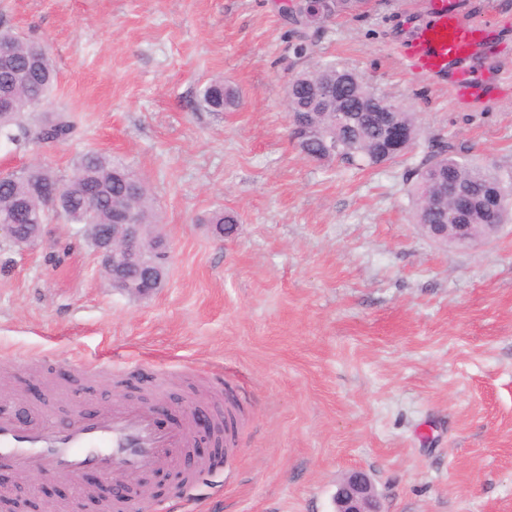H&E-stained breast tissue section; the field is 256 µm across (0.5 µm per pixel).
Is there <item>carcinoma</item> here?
Masks as SVG:
<instances>
[{"instance_id":"1","label":"carcinoma","mask_w":512,"mask_h":512,"mask_svg":"<svg viewBox=\"0 0 512 512\" xmlns=\"http://www.w3.org/2000/svg\"><path fill=\"white\" fill-rule=\"evenodd\" d=\"M365 0H316L321 13L329 18L342 15L357 16ZM291 15L298 43L294 53L307 54L311 22L304 19L298 4L281 5ZM14 47V56L7 64L11 74L9 93L15 106L0 110V140L21 145L29 141H66L74 133V123L65 115L30 123L37 108L49 101L56 80L55 64L42 45L19 38L16 33L0 28V44ZM294 90L288 99L289 112L303 114L307 126L320 135V140L302 143V150L311 161L324 163L339 160L351 166H379L396 161L418 140L419 129L415 113L407 105L390 113L386 120L404 128L408 138L398 150L381 151L384 132L373 118V103L386 97L356 71L332 62L315 63L299 72L289 81ZM322 85L341 87L343 99L322 102L315 89ZM200 103L212 112L233 110L238 107L236 91L214 80L201 91ZM462 148L448 142L439 150L425 156L421 164L410 173L413 179L414 220L417 224H438V215L425 210L426 201L442 191L443 181H452L476 197V206L467 214L469 224L483 223V212L492 210L498 223L512 220L509 204L498 202L501 187H512V172L507 176L481 167L461 156ZM37 182L44 191L34 189L31 176L26 172H0V219L19 207L33 215V220L19 219V234L26 236L32 224H110L112 209H129L135 220L146 225L144 246L150 247L163 237L154 231L157 223L154 200L146 183L128 165L105 153H86L73 164L69 179L63 181L50 170L36 167ZM215 225L214 232L222 237L234 232L237 217L217 211L208 219Z\"/></svg>"}]
</instances>
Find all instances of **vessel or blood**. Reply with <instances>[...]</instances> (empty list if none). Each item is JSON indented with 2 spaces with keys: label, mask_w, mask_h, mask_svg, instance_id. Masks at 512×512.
Instances as JSON below:
<instances>
[{
  "label": "vessel or blood",
  "mask_w": 512,
  "mask_h": 512,
  "mask_svg": "<svg viewBox=\"0 0 512 512\" xmlns=\"http://www.w3.org/2000/svg\"><path fill=\"white\" fill-rule=\"evenodd\" d=\"M483 39V29L460 18L448 0H431L429 19L414 33L407 59L422 72L443 75L470 66ZM193 444L187 428H162L141 404L105 406L91 415L79 410L65 425L25 412L0 414V467L14 474L35 467L48 475H77L91 467L124 475L133 485Z\"/></svg>",
  "instance_id": "obj_1"
}]
</instances>
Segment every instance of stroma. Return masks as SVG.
Here are the masks:
<instances>
[{"mask_svg":"<svg viewBox=\"0 0 512 512\" xmlns=\"http://www.w3.org/2000/svg\"><path fill=\"white\" fill-rule=\"evenodd\" d=\"M429 0H373L309 32L294 55L282 0H0V22L45 45L48 112L75 133L0 143V169L68 178L86 152L149 184L171 260L162 288L112 287L74 224L0 247V371L49 419L162 386L246 410L232 460L169 490L161 512H334L365 471L383 512H512V223L489 241L438 243L414 223L406 182L432 144L512 170V0L471 22L495 46L472 70L490 90L459 98L415 71L410 33ZM334 61L411 105L421 128L394 163L306 159L284 89ZM215 78L232 112L199 107ZM238 218L228 237L205 217Z\"/></svg>","mask_w":512,"mask_h":512,"instance_id":"1","label":"stroma"}]
</instances>
